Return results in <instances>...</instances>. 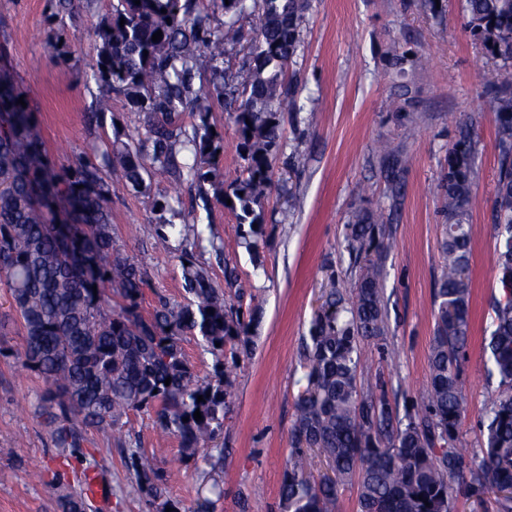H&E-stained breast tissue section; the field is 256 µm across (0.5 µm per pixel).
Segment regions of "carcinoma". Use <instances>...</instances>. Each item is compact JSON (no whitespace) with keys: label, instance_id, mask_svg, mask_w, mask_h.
I'll return each mask as SVG.
<instances>
[{"label":"carcinoma","instance_id":"1","mask_svg":"<svg viewBox=\"0 0 512 512\" xmlns=\"http://www.w3.org/2000/svg\"><path fill=\"white\" fill-rule=\"evenodd\" d=\"M467 28L497 66L484 107L496 121L499 169L494 199L499 295L492 298V330L483 352L497 394L480 419L483 442L466 453L460 444L465 401L460 360L470 327L469 276L472 190L478 177L477 142L463 134L448 152L440 189L445 222V266L433 290L435 330L424 395L404 410L397 390L380 376L364 391L357 379L366 364L363 346L386 341L388 306L383 268L391 226L380 212L359 209L347 225L345 250L355 272L351 287H333L313 313L300 353L302 374L291 426L292 451L283 473V512H336L339 495L358 479V512H451L453 480L468 491L501 492L497 512H512V0H461ZM307 0H117L94 26V78L106 89L88 115L89 131L111 111V94L152 118L145 139L115 134L95 161L70 172L51 167L23 92L0 75V283L8 288L24 329L23 364L41 375V401L56 447L76 455L88 432L107 434L133 411L155 409V425L181 443V458L224 429L231 395L227 347L246 345L254 312L226 302L197 258L202 233L177 224L179 198L152 193L156 172L190 180L204 205L231 201L238 234L253 260L265 237L264 201L272 163L282 151L281 117L290 89L284 76L298 41ZM224 12L214 26L210 10ZM260 13L249 55L224 82V44L241 38L240 21ZM125 24H120V20ZM162 38L152 40L157 31ZM209 54L212 80L200 77L198 55ZM229 112L239 135L243 169L224 180V131L213 121V103ZM192 118L185 123V116ZM387 198L401 195V173L411 165L403 148L378 145ZM152 197L157 244L181 247L183 302L159 300L151 318L138 313L145 272L112 243V184ZM122 300L112 306V293ZM212 313H207V310ZM199 336L213 355V375L200 380L185 358L184 337ZM170 384H165L166 379ZM203 401H197V396ZM202 419H194L195 411ZM323 457L332 476L309 473L310 452ZM131 466L155 512L171 503L140 452ZM64 490L58 512H94L83 488Z\"/></svg>","mask_w":512,"mask_h":512}]
</instances>
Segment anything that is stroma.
Segmentation results:
<instances>
[{
	"label": "stroma",
	"mask_w": 512,
	"mask_h": 512,
	"mask_svg": "<svg viewBox=\"0 0 512 512\" xmlns=\"http://www.w3.org/2000/svg\"><path fill=\"white\" fill-rule=\"evenodd\" d=\"M117 0L58 17L51 0H0V69L26 93L48 160L59 171L75 168L91 137L122 130L147 135L149 116L113 97L112 110L96 132L86 118L100 95L92 25ZM442 21L423 0H309L299 41L286 71L293 104L282 120L281 153L273 164L265 200L266 233L259 259L242 244L234 212L204 207L196 187L183 183L185 221L220 249L199 255L216 285L234 268L238 291L229 303L257 308L250 343L225 361L232 369L229 411L214 444L180 461L178 438H159L154 412L130 413L119 436L93 434L89 462L112 486L97 512H151L134 481L128 453L139 449L157 472L180 473L167 497L178 512H192L213 498V454H222L221 498L209 512H283L279 488L291 451L290 428L298 394L299 356L313 311L330 285L352 283L344 250V226L358 209L385 204L386 182L376 158L379 141L403 144L414 162L403 178L393 212V240L386 253L384 293L389 303L387 351L366 345L371 360L358 383L384 376L415 400L427 384V356L434 333L432 294L444 263L439 183L448 151L461 130L479 145V177L473 188L471 335L462 361L467 413L463 447L479 448L478 420L495 383L486 379L483 343L497 293L493 201L498 172L496 123L481 99L496 66L466 26L460 0H440ZM409 51L414 62L396 74L392 51ZM410 91L411 107L402 93ZM301 208H291L293 197ZM112 240L146 273L139 304L150 318L160 298L183 300L180 253L156 244L155 216L148 197L112 189ZM24 334L10 294L0 284V512H57L59 492L72 486L70 469L54 467V439L39 409L48 385L22 365Z\"/></svg>",
	"instance_id": "35a3bbf8"
}]
</instances>
